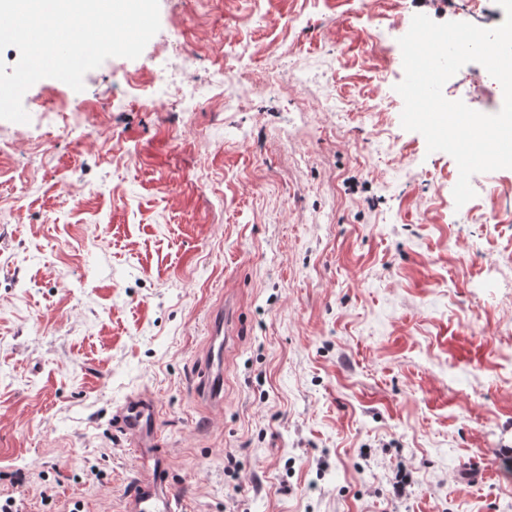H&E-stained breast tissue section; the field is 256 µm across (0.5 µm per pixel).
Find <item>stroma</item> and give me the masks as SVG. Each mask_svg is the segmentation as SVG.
<instances>
[{"label": "stroma", "mask_w": 512, "mask_h": 512, "mask_svg": "<svg viewBox=\"0 0 512 512\" xmlns=\"http://www.w3.org/2000/svg\"><path fill=\"white\" fill-rule=\"evenodd\" d=\"M159 8L139 58L0 120V497L123 512L112 417L147 394L186 512H512V169L456 206L395 90L413 15L465 0ZM443 94L494 114L501 86L472 62ZM212 336H210L208 394L214 400H220L224 386V317L216 315L212 320ZM228 336V334H226Z\"/></svg>", "instance_id": "1"}]
</instances>
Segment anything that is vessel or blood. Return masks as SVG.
Here are the masks:
<instances>
[{
    "label": "vessel or blood",
    "instance_id": "b4317fda",
    "mask_svg": "<svg viewBox=\"0 0 512 512\" xmlns=\"http://www.w3.org/2000/svg\"><path fill=\"white\" fill-rule=\"evenodd\" d=\"M208 394L220 399L224 386V318L212 320ZM119 427L129 436L136 458V476L127 496L128 512H182L168 460L159 447V411L152 400L131 397L115 413Z\"/></svg>",
    "mask_w": 512,
    "mask_h": 512
}]
</instances>
